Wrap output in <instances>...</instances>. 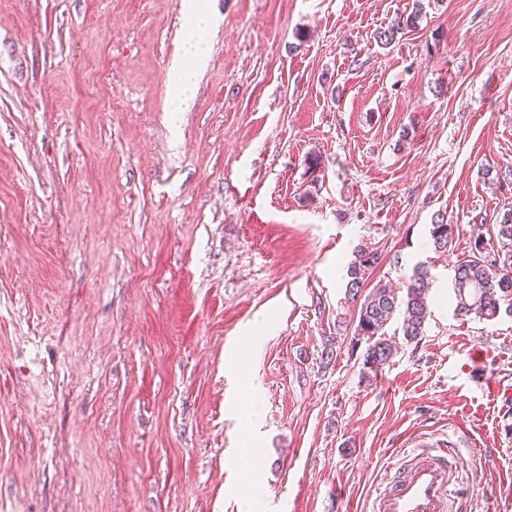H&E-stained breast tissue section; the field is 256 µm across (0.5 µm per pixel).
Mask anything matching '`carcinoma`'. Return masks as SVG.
I'll return each mask as SVG.
<instances>
[{
	"label": "carcinoma",
	"instance_id": "carcinoma-1",
	"mask_svg": "<svg viewBox=\"0 0 512 512\" xmlns=\"http://www.w3.org/2000/svg\"><path fill=\"white\" fill-rule=\"evenodd\" d=\"M423 4L415 0L412 11L405 17L395 18L387 26L374 33V40L383 48L391 46L402 30L413 27L421 18ZM497 236L512 239V203L502 207L493 224ZM454 225L448 223L445 214L433 215L429 227L430 244L435 251L445 253L452 243ZM381 262V253L368 247L355 251V258L347 268V295L359 301L358 322L352 347L365 344L364 366L374 371L394 355L396 343L386 338V326L395 314L402 321L393 336H400L407 343H417L424 336L429 315L428 297L432 287V275L425 265L415 268L406 293L399 295L387 284H378L365 291V283ZM453 290L457 311L469 316L474 314L485 320H493L500 312L501 303L512 307V259H491L485 252L482 234L471 241V255L460 260L453 269Z\"/></svg>",
	"mask_w": 512,
	"mask_h": 512
}]
</instances>
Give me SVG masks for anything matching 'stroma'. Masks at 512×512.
<instances>
[{
  "label": "stroma",
  "mask_w": 512,
  "mask_h": 512,
  "mask_svg": "<svg viewBox=\"0 0 512 512\" xmlns=\"http://www.w3.org/2000/svg\"><path fill=\"white\" fill-rule=\"evenodd\" d=\"M412 2L209 0L174 135L182 0H0V512H239L253 476L266 512H366L417 448L512 512V312L458 316L452 288L508 198L512 0H428L380 48ZM361 245L367 287L436 278L375 373ZM416 3L413 4L412 11L406 16L396 17L390 24L386 27L380 28L374 33V40L377 44L383 48L390 47L397 40L398 34L401 33L402 30L415 27V24L418 22L417 20L421 18L423 12V4L420 3V0H415ZM430 244L436 252L445 253L452 243L454 225L448 224L445 213L437 212L433 215L429 225ZM347 268L346 292L353 301L359 299L358 322L350 339L353 348L365 343L364 366L371 372L394 355L396 342L386 338V326L399 312L402 321L391 335L402 336L406 343H418L424 336L429 315L428 297L432 275L425 265L415 268L405 295L399 296L387 284H377L366 293L365 283L381 262V254L369 247H359Z\"/></svg>",
  "instance_id": "stroma-1"
}]
</instances>
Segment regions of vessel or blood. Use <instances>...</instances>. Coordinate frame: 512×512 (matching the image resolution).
<instances>
[{"label":"vessel or blood","mask_w":512,"mask_h":512,"mask_svg":"<svg viewBox=\"0 0 512 512\" xmlns=\"http://www.w3.org/2000/svg\"><path fill=\"white\" fill-rule=\"evenodd\" d=\"M450 449L413 454L372 500L371 512H448L454 494Z\"/></svg>","instance_id":"1"}]
</instances>
